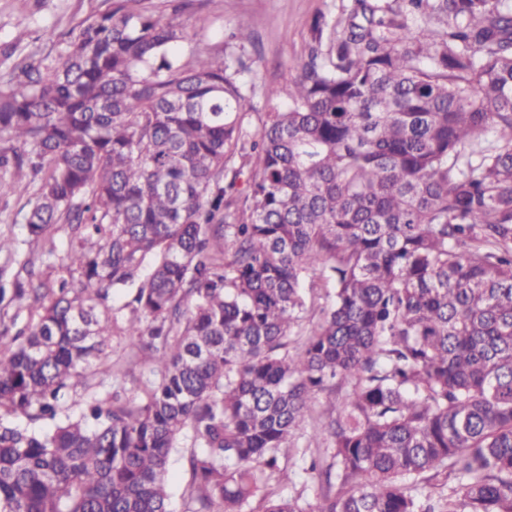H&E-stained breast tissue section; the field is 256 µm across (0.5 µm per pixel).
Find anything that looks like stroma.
Masks as SVG:
<instances>
[{
  "label": "stroma",
  "instance_id": "35a3bbf8",
  "mask_svg": "<svg viewBox=\"0 0 512 512\" xmlns=\"http://www.w3.org/2000/svg\"><path fill=\"white\" fill-rule=\"evenodd\" d=\"M350 4L351 0H192L180 15L188 33L183 50L188 55L218 50L238 20L252 19L253 41L244 51L254 59L260 79L284 88L307 54L312 19L320 14L335 19ZM107 7V0H0V53L13 51L23 56L34 52L45 64L59 65L80 23L91 11ZM25 203L22 195L0 198V234L15 242L12 253H0V287L8 290L16 278L24 276V263L29 259L42 276L59 279L69 275L65 260L68 226L59 225L52 245L31 243L24 222ZM110 357L122 369L118 382L123 396L136 399L142 381L150 376L149 351L116 336Z\"/></svg>",
  "mask_w": 512,
  "mask_h": 512
}]
</instances>
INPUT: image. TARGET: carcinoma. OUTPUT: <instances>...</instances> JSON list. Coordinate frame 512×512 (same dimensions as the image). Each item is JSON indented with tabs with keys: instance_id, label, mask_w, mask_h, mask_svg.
I'll return each instance as SVG.
<instances>
[{
	"instance_id": "cac0c4a2",
	"label": "carcinoma",
	"mask_w": 512,
	"mask_h": 512,
	"mask_svg": "<svg viewBox=\"0 0 512 512\" xmlns=\"http://www.w3.org/2000/svg\"><path fill=\"white\" fill-rule=\"evenodd\" d=\"M168 3L109 0L59 66L0 72V195L37 181L28 237L69 225L78 274L13 288L38 319L0 347V417L30 422L0 423V512H170L175 456L186 512H512V0L315 17L254 129L251 23L186 59ZM116 332L152 353L140 398L68 412ZM342 385L322 467L292 439ZM290 460L315 506L278 494ZM331 284H323L322 282L315 279L314 289L309 293V300L311 306L310 312V324L307 328L311 327V324H315L321 318V309L329 303L326 293L332 291ZM349 389V387L343 386L336 388L335 392H324L318 395L315 401L314 417L317 418L320 414L334 408L338 412L344 404Z\"/></svg>"
}]
</instances>
